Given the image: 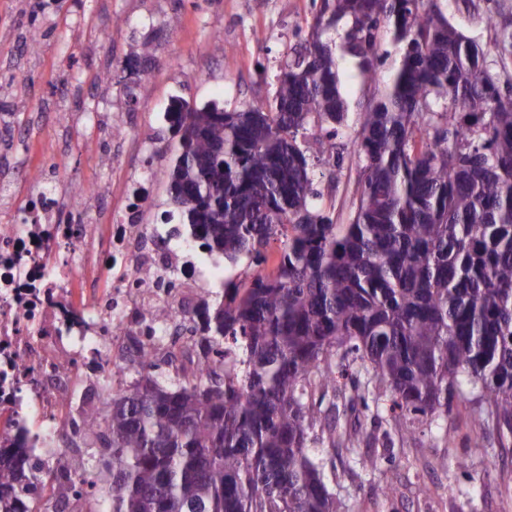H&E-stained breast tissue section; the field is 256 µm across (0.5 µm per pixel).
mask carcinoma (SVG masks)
I'll return each instance as SVG.
<instances>
[{
	"label": "carcinoma",
	"instance_id": "carcinoma-1",
	"mask_svg": "<svg viewBox=\"0 0 512 512\" xmlns=\"http://www.w3.org/2000/svg\"><path fill=\"white\" fill-rule=\"evenodd\" d=\"M388 38L399 64L352 141L359 200L336 224L305 138L326 130L329 165L341 61L368 72ZM283 67L278 112L178 98L166 112L170 202L203 252L248 260L245 281L204 305L194 351L136 349L139 379L84 413L79 475L103 466L112 487L86 512H345L307 440L312 390L357 363L376 377L360 399H389L404 428L465 401L512 440V97L487 52L435 0H320ZM31 457L0 459V512H49L29 502Z\"/></svg>",
	"mask_w": 512,
	"mask_h": 512
}]
</instances>
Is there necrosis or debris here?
<instances>
[{
    "instance_id": "1",
    "label": "necrosis or debris",
    "mask_w": 512,
    "mask_h": 512,
    "mask_svg": "<svg viewBox=\"0 0 512 512\" xmlns=\"http://www.w3.org/2000/svg\"><path fill=\"white\" fill-rule=\"evenodd\" d=\"M67 204L43 196L31 221L0 224V448L66 447L76 439L64 417L85 364L111 378L124 337L152 345L188 336L203 279L174 282L196 241L176 224H145L139 204L108 226L86 221L107 186L71 184ZM109 287H100L99 278Z\"/></svg>"
}]
</instances>
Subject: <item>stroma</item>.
<instances>
[{"label":"stroma","mask_w":512,"mask_h":512,"mask_svg":"<svg viewBox=\"0 0 512 512\" xmlns=\"http://www.w3.org/2000/svg\"><path fill=\"white\" fill-rule=\"evenodd\" d=\"M320 0H0V135L21 129L13 151L28 167L24 184H0V224L19 222L31 198L64 194L73 181L108 185L112 205L92 207L98 224L142 194V221L179 223L167 195L172 152L165 111L171 97L231 112L265 107L287 53L311 33ZM445 18L488 50L512 95V47L496 48V29L512 31V0H438ZM130 25H122V18ZM399 61L383 42L374 69L341 71L354 140ZM133 120V139L112 141V119ZM65 151L44 153L48 139ZM335 180L316 179L338 224L356 212L358 169L341 151ZM389 401L365 407L327 392L307 446L321 459L329 489L346 512H512V444L472 421L470 408L447 431L413 420L398 436L386 422Z\"/></svg>","instance_id":"1"}]
</instances>
